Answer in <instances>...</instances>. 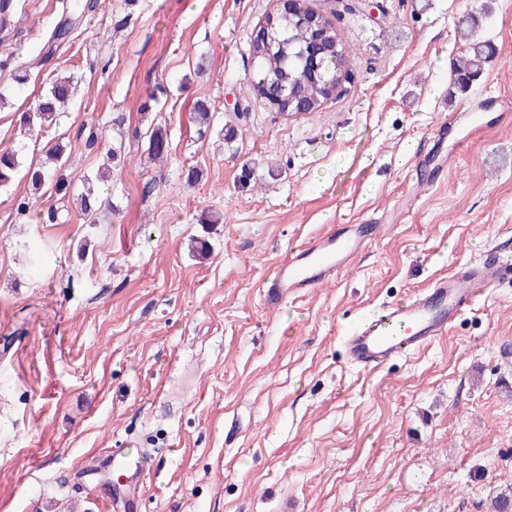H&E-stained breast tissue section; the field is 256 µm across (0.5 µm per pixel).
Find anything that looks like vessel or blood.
Wrapping results in <instances>:
<instances>
[{"label": "vessel or blood", "instance_id": "b4317fda", "mask_svg": "<svg viewBox=\"0 0 512 512\" xmlns=\"http://www.w3.org/2000/svg\"><path fill=\"white\" fill-rule=\"evenodd\" d=\"M377 232L375 222L332 224L322 234L292 249L262 284V296L279 307L295 295L310 294L351 267ZM512 278V263L486 258L455 267L428 288L404 301L385 304L360 317L343 337L348 362L375 371L426 349L471 309L479 289ZM116 480L112 487L125 512H137L142 479L149 469L146 455L125 449L110 453Z\"/></svg>", "mask_w": 512, "mask_h": 512}]
</instances>
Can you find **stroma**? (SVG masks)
Returning <instances> with one entry per match:
<instances>
[{"mask_svg":"<svg viewBox=\"0 0 512 512\" xmlns=\"http://www.w3.org/2000/svg\"><path fill=\"white\" fill-rule=\"evenodd\" d=\"M6 2L0 149L28 165L71 145L76 191L113 145L126 159L95 224L24 175L0 191V512H104L98 466L124 446L153 453L140 512H491L512 489V281L383 369L352 367L341 339L458 265L512 261V0H308L350 75L320 111L288 117L247 81L250 33L276 0H99L82 14L72 0ZM470 15L498 54L462 93L453 60ZM61 73L79 82L74 103L21 138V114ZM475 104L489 124L414 197L440 126ZM84 124L94 146L75 138ZM157 126L161 168L147 161ZM24 196L57 223L18 214ZM204 211L223 222L202 228ZM367 220L378 238L335 283L265 305L260 286L291 248ZM201 235L205 260L190 251ZM33 251L42 262L24 265Z\"/></svg>","mask_w":512,"mask_h":512,"instance_id":"1","label":"stroma"}]
</instances>
